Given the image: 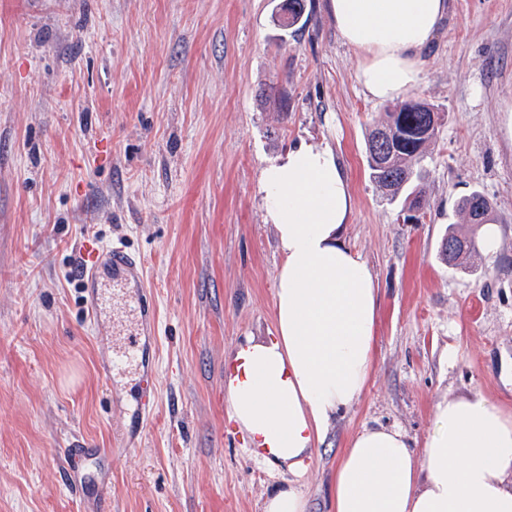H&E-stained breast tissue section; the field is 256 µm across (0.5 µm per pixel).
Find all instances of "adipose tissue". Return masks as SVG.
<instances>
[{
  "instance_id": "1",
  "label": "adipose tissue",
  "mask_w": 512,
  "mask_h": 512,
  "mask_svg": "<svg viewBox=\"0 0 512 512\" xmlns=\"http://www.w3.org/2000/svg\"><path fill=\"white\" fill-rule=\"evenodd\" d=\"M328 9L361 56L366 94L393 101L419 82L448 0H328ZM258 191L282 254L276 334L238 348L224 389L253 453L296 480L366 387L380 301L369 267L343 241L352 194L328 145L290 149L263 169ZM295 480L265 512H306ZM333 512H512V415L478 391L441 397L418 452L401 431L362 429L336 466Z\"/></svg>"
}]
</instances>
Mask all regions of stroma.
<instances>
[{
	"instance_id": "obj_1",
	"label": "stroma",
	"mask_w": 512,
	"mask_h": 512,
	"mask_svg": "<svg viewBox=\"0 0 512 512\" xmlns=\"http://www.w3.org/2000/svg\"><path fill=\"white\" fill-rule=\"evenodd\" d=\"M279 0H0V512H264L287 466L255 458L230 418L224 363L275 333L282 256L257 192L261 170L303 141L329 145L354 207L346 245L380 296L359 399L313 450L299 488L331 512L343 448L365 427L422 447L439 397L479 390L512 412V0H448L408 98L433 105L419 224L369 178L368 127L385 112L326 0L289 28ZM493 200L501 241L467 268L438 258L472 191ZM124 244L157 308L139 330L126 297L106 321L82 309L76 250ZM138 337L141 370L105 376ZM152 376L156 413L133 425ZM108 449L83 496L59 451Z\"/></svg>"
}]
</instances>
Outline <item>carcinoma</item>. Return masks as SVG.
I'll return each instance as SVG.
<instances>
[{
    "label": "carcinoma",
    "instance_id": "cac0c4a2",
    "mask_svg": "<svg viewBox=\"0 0 512 512\" xmlns=\"http://www.w3.org/2000/svg\"><path fill=\"white\" fill-rule=\"evenodd\" d=\"M434 107L428 103L409 100L392 110H386L366 134L369 176L376 187L391 200L403 198V208L416 211L426 208L427 201L415 181L420 179L428 146L437 134L431 115ZM384 130L391 141L376 142V133ZM458 212L467 223L483 226L496 222L492 203L482 193L474 191L458 203ZM472 235L451 231L441 240L439 258L450 267L467 263L477 251Z\"/></svg>",
    "mask_w": 512,
    "mask_h": 512
}]
</instances>
